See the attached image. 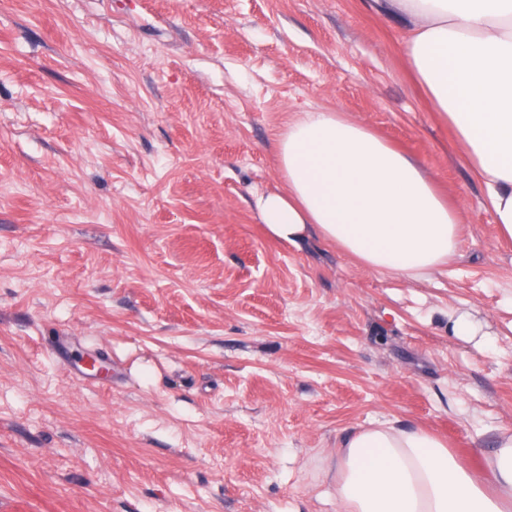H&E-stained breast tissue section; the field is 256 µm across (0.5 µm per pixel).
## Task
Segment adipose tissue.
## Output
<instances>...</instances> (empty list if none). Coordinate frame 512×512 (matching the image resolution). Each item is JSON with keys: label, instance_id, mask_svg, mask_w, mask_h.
Returning a JSON list of instances; mask_svg holds the SVG:
<instances>
[{"label": "adipose tissue", "instance_id": "1", "mask_svg": "<svg viewBox=\"0 0 512 512\" xmlns=\"http://www.w3.org/2000/svg\"><path fill=\"white\" fill-rule=\"evenodd\" d=\"M399 14L416 85L512 239V0H372ZM285 191L254 208L271 238L320 236L364 267L425 280L456 254L460 215L408 154L341 112H302L276 141ZM337 512H512V426L484 468L462 466L422 428L384 421L336 447Z\"/></svg>", "mask_w": 512, "mask_h": 512}]
</instances>
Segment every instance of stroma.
Segmentation results:
<instances>
[{
  "label": "stroma",
  "mask_w": 512,
  "mask_h": 512,
  "mask_svg": "<svg viewBox=\"0 0 512 512\" xmlns=\"http://www.w3.org/2000/svg\"><path fill=\"white\" fill-rule=\"evenodd\" d=\"M365 3L0 0V512H336L350 429L477 467L512 424V241ZM320 109L458 205L431 280L266 234L276 136ZM448 330L454 336H479L482 326L470 313H448Z\"/></svg>",
  "instance_id": "1"
}]
</instances>
